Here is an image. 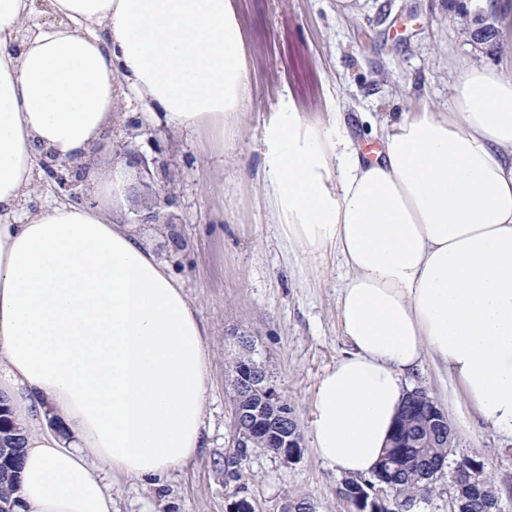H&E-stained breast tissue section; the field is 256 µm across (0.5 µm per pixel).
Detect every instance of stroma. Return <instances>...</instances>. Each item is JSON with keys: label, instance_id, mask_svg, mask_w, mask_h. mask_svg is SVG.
Segmentation results:
<instances>
[{"label": "stroma", "instance_id": "35a3bbf8", "mask_svg": "<svg viewBox=\"0 0 512 512\" xmlns=\"http://www.w3.org/2000/svg\"><path fill=\"white\" fill-rule=\"evenodd\" d=\"M249 68L250 106L239 135L223 146L205 134L191 139L158 125L127 88L115 102L122 119L97 154L105 169L125 165V150L167 159L150 188L123 197L113 216L128 222L145 213L152 192L173 187L166 212L183 241L172 249L160 224L137 225L153 241L196 306L212 354L205 444L158 484L122 480L112 487V512H228L238 499L255 512H286L302 502L310 512L344 507V476L313 449L312 398L323 372L347 350L336 318L341 271L330 265L306 275L288 258L270 224L256 172L266 122L291 99L296 111L346 127L369 144L375 122L428 103L451 105L453 66L512 67V14L501 0H357L350 15L336 0H233ZM496 33L473 41L476 14ZM140 117L144 130L124 124ZM247 337L271 381L292 405L304 438L291 462L260 448L238 454L231 401L232 369ZM411 388L435 397L456 431L453 458L484 457L500 488L512 490V436L492 429L467 405L444 369L426 363ZM235 469H228L229 458Z\"/></svg>", "mask_w": 512, "mask_h": 512}]
</instances>
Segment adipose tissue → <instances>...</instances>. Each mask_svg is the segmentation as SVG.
<instances>
[{
  "mask_svg": "<svg viewBox=\"0 0 512 512\" xmlns=\"http://www.w3.org/2000/svg\"><path fill=\"white\" fill-rule=\"evenodd\" d=\"M0 0V397L25 430L16 512H112L103 473L152 481L204 445L211 353L195 306L151 243L112 219L129 174L90 204L15 215L40 152L87 158L118 82L190 134H235L249 75L232 0ZM382 148L283 101L259 173L301 268L345 270L343 357L312 399L316 455L375 470L424 362L512 434V75L461 68L452 107L385 120Z\"/></svg>",
  "mask_w": 512,
  "mask_h": 512,
  "instance_id": "adipose-tissue-1",
  "label": "adipose tissue"
}]
</instances>
